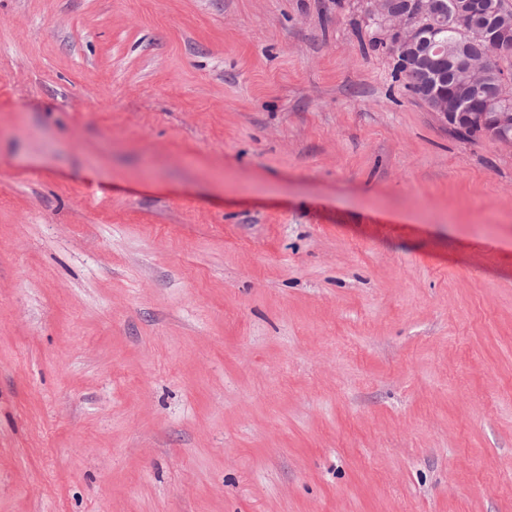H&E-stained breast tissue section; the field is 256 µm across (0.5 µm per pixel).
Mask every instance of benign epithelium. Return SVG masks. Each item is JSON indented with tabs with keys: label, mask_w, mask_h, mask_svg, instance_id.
Masks as SVG:
<instances>
[{
	"label": "benign epithelium",
	"mask_w": 512,
	"mask_h": 512,
	"mask_svg": "<svg viewBox=\"0 0 512 512\" xmlns=\"http://www.w3.org/2000/svg\"><path fill=\"white\" fill-rule=\"evenodd\" d=\"M369 13L389 39L393 56L420 79L436 119L450 129L476 125L485 137L512 145V84L494 82L485 49L512 50V13L489 0H450L448 25L437 23L435 0H369ZM463 26L459 40L435 34ZM484 111H471L472 99Z\"/></svg>",
	"instance_id": "1"
}]
</instances>
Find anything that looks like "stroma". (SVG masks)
<instances>
[{
    "label": "stroma",
    "instance_id": "stroma-1",
    "mask_svg": "<svg viewBox=\"0 0 512 512\" xmlns=\"http://www.w3.org/2000/svg\"><path fill=\"white\" fill-rule=\"evenodd\" d=\"M368 0H0V512H512V147Z\"/></svg>",
    "mask_w": 512,
    "mask_h": 512
}]
</instances>
